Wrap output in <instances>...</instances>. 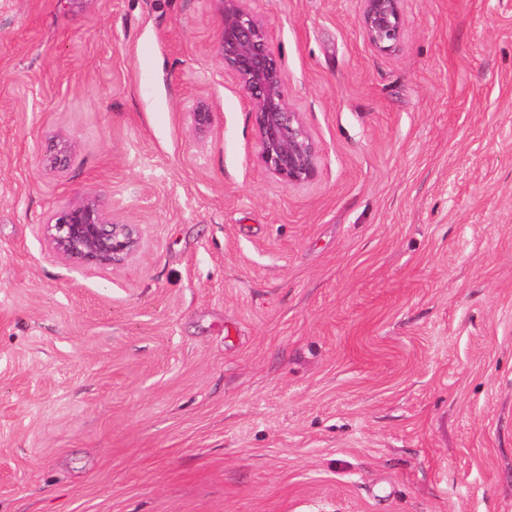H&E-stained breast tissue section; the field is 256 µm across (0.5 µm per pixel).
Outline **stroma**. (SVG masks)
<instances>
[{"label": "stroma", "instance_id": "obj_1", "mask_svg": "<svg viewBox=\"0 0 512 512\" xmlns=\"http://www.w3.org/2000/svg\"><path fill=\"white\" fill-rule=\"evenodd\" d=\"M247 6L299 186L217 0H0V512H512V0H405L392 53L360 0ZM88 192L125 265L50 251ZM221 28L215 53L250 106L263 165L293 185L312 180L317 154L300 112L288 102L286 80L263 20L246 0H217ZM74 143L64 136L52 139L41 157L44 165L57 173H65L75 158Z\"/></svg>", "mask_w": 512, "mask_h": 512}]
</instances>
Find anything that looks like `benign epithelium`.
Listing matches in <instances>:
<instances>
[{
  "label": "benign epithelium",
  "instance_id": "benign-epithelium-1",
  "mask_svg": "<svg viewBox=\"0 0 512 512\" xmlns=\"http://www.w3.org/2000/svg\"><path fill=\"white\" fill-rule=\"evenodd\" d=\"M221 28L215 53L236 79L250 106L260 142V159L288 184L312 180L317 154L301 113L288 102L286 80L271 48L263 20L244 5L246 0H217ZM361 28L369 44L391 52L403 40V0H361ZM44 165L66 172L75 145L64 136L52 139L41 154ZM43 234L57 256L76 267L120 266L140 249L139 225L114 220L93 193L55 209Z\"/></svg>",
  "mask_w": 512,
  "mask_h": 512
}]
</instances>
